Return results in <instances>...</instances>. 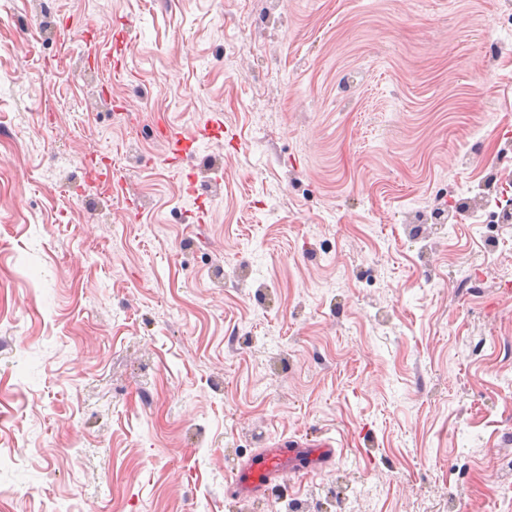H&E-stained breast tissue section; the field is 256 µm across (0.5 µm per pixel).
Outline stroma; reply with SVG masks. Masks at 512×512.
<instances>
[{
	"label": "stroma",
	"mask_w": 512,
	"mask_h": 512,
	"mask_svg": "<svg viewBox=\"0 0 512 512\" xmlns=\"http://www.w3.org/2000/svg\"><path fill=\"white\" fill-rule=\"evenodd\" d=\"M509 7L53 0L50 27L42 0H0V133L22 153L0 202V512H495L512 304L448 276L482 262L483 227L425 224L422 252L406 220L473 184L461 130L512 126V34L474 85ZM136 87L138 124L113 121ZM325 437L321 472L227 492L257 449Z\"/></svg>",
	"instance_id": "35a3bbf8"
}]
</instances>
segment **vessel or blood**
Segmentation results:
<instances>
[{"label": "vessel or blood", "instance_id": "1", "mask_svg": "<svg viewBox=\"0 0 512 512\" xmlns=\"http://www.w3.org/2000/svg\"><path fill=\"white\" fill-rule=\"evenodd\" d=\"M334 455V443L330 439H320L304 445L293 441L286 447L258 451L232 470L225 482L236 495L263 497L272 485L288 474L317 473Z\"/></svg>", "mask_w": 512, "mask_h": 512}]
</instances>
